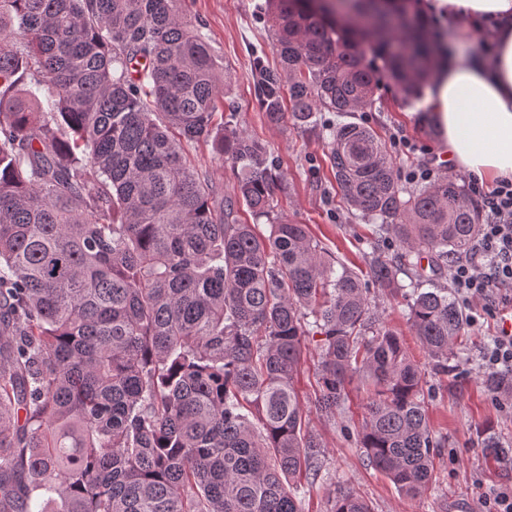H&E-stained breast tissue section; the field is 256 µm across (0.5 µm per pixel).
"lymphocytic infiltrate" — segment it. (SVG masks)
<instances>
[{
	"instance_id": "f902f5d3",
	"label": "lymphocytic infiltrate",
	"mask_w": 512,
	"mask_h": 512,
	"mask_svg": "<svg viewBox=\"0 0 512 512\" xmlns=\"http://www.w3.org/2000/svg\"><path fill=\"white\" fill-rule=\"evenodd\" d=\"M470 187L482 198L484 219L469 256L450 263L449 281L470 324L489 318L498 325L483 356L486 370L511 373L512 179H501L488 190L474 179Z\"/></svg>"
}]
</instances>
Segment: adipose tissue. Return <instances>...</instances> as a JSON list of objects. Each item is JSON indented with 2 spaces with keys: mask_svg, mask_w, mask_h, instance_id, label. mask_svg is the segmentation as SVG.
Returning a JSON list of instances; mask_svg holds the SVG:
<instances>
[{
  "mask_svg": "<svg viewBox=\"0 0 512 512\" xmlns=\"http://www.w3.org/2000/svg\"><path fill=\"white\" fill-rule=\"evenodd\" d=\"M428 8L466 23L431 82L447 157L483 181L512 178V0H430ZM484 27L493 31L486 52L470 38Z\"/></svg>",
  "mask_w": 512,
  "mask_h": 512,
  "instance_id": "ef3b65f1",
  "label": "adipose tissue"
}]
</instances>
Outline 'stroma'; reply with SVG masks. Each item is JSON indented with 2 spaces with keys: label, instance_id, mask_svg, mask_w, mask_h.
<instances>
[{
  "label": "stroma",
  "instance_id": "stroma-1",
  "mask_svg": "<svg viewBox=\"0 0 512 512\" xmlns=\"http://www.w3.org/2000/svg\"><path fill=\"white\" fill-rule=\"evenodd\" d=\"M263 0H181L184 20L202 26L213 52L224 64L225 104L234 106L237 120L251 136L262 140L277 162L283 178L277 210L283 219L304 224L328 258L357 274H365L371 254L372 227L361 221L336 195L327 147L318 135L320 126L355 124L372 127L383 137L400 131L426 146L424 162L440 175H457L442 147L443 136L430 118L428 101L408 102L397 87L381 80L375 110L337 115L320 112L312 127L287 121L268 123L254 95L250 76L254 55L270 52L271 38L260 17ZM372 308L387 326L401 336L409 356L430 371L431 361L414 335L401 296L370 289ZM497 331L495 321L468 327L463 354L448 361V375L434 378L435 394L428 402V418L446 445L436 460L432 485L421 495L404 496L383 474L370 467L346 429L358 427L365 415L367 394L351 391L348 416L316 414L309 429L324 444L327 477L305 490V512H326L337 486L354 488L374 512H478L481 495L492 486L512 485V461L488 457L482 445L483 429L512 442V410L501 408L481 384L482 354Z\"/></svg>",
  "mask_w": 512,
  "mask_h": 512
}]
</instances>
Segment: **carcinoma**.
<instances>
[{
    "mask_svg": "<svg viewBox=\"0 0 512 512\" xmlns=\"http://www.w3.org/2000/svg\"><path fill=\"white\" fill-rule=\"evenodd\" d=\"M179 2L0 0V512H302L297 479L322 470L295 387L315 336V410L349 409L360 378L356 443L414 497L443 447L432 385L360 277L278 216L276 161L224 114L223 64ZM310 2L265 0L270 122L370 110L384 75L423 96L437 55L417 0ZM324 139L340 199L374 225L369 281L448 374L467 319L434 281L475 246L481 204L461 176L401 185L369 127ZM186 143L240 169L230 194ZM482 383L512 395L504 374ZM483 448L512 458L494 434ZM329 512L372 508L341 487Z\"/></svg>",
    "mask_w": 512,
    "mask_h": 512,
    "instance_id": "cac0c4a2",
    "label": "carcinoma"
}]
</instances>
